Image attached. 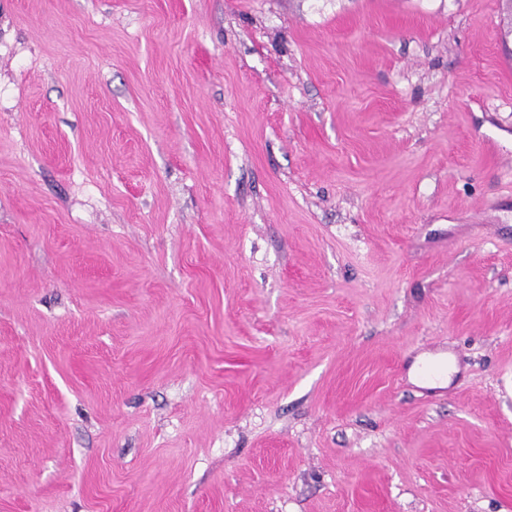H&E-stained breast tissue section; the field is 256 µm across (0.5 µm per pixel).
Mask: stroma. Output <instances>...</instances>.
<instances>
[{
  "mask_svg": "<svg viewBox=\"0 0 512 512\" xmlns=\"http://www.w3.org/2000/svg\"><path fill=\"white\" fill-rule=\"evenodd\" d=\"M0 512H512V5L0 0Z\"/></svg>",
  "mask_w": 512,
  "mask_h": 512,
  "instance_id": "35a3bbf8",
  "label": "stroma"
}]
</instances>
